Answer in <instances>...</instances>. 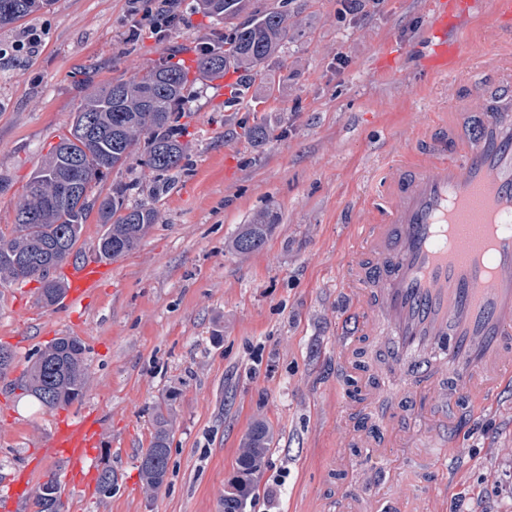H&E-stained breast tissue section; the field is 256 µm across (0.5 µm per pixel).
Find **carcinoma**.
I'll list each match as a JSON object with an SVG mask.
<instances>
[{"label": "carcinoma", "instance_id": "1", "mask_svg": "<svg viewBox=\"0 0 512 512\" xmlns=\"http://www.w3.org/2000/svg\"><path fill=\"white\" fill-rule=\"evenodd\" d=\"M195 9L232 31L229 48L215 42L210 50L197 53L199 77H214L232 66L246 79H264L265 62L288 38L286 15L275 9L255 13L250 0H196ZM35 12L33 0H0V26ZM187 89V72L162 64L101 86L86 97L72 113L67 134L27 184L10 234L0 231L1 284L35 280L41 284V303L53 305L65 285L44 274L43 267L57 268L77 256L83 224L93 212L98 223L106 226L97 244L102 258L114 260L140 245L158 222L155 201L171 185L184 156L177 140L183 129L174 120ZM77 157L84 159L85 181L95 188L116 169L129 170L136 164L148 170L154 179L153 202H131L130 185L122 182L112 184V192L103 197L94 191L84 198L62 195L69 180L68 161ZM271 230L272 224L260 214L240 225L228 247L240 256L253 254L263 248ZM83 353L82 342L75 336L54 339L38 352L18 388L48 410L74 403L83 396L88 380ZM153 426L146 459L139 462L144 487L150 493L158 492L166 480L170 414L156 410ZM272 444L270 426L255 420L240 441L236 483L224 487L222 512H246ZM34 505L38 512H63L56 478L40 484Z\"/></svg>", "mask_w": 512, "mask_h": 512}]
</instances>
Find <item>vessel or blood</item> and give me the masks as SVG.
I'll return each instance as SVG.
<instances>
[{
	"instance_id": "obj_1",
	"label": "vessel or blood",
	"mask_w": 512,
	"mask_h": 512,
	"mask_svg": "<svg viewBox=\"0 0 512 512\" xmlns=\"http://www.w3.org/2000/svg\"><path fill=\"white\" fill-rule=\"evenodd\" d=\"M489 14V36L512 30V0H433L422 47L423 73L456 74L466 60L459 39L472 17ZM478 91L453 100L413 162L388 164L380 210L347 245L339 277L336 333L340 380L364 384V401L407 402L415 440H427L434 480L418 512H444L451 484L449 434L471 414L464 400L494 407L512 394V53L496 55ZM111 265L88 256L64 266V304L94 295ZM373 346L377 358L362 364ZM102 434L94 414L58 422L36 452L62 460L67 486L85 489Z\"/></svg>"
}]
</instances>
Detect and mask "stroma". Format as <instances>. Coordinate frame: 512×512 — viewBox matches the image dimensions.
<instances>
[{"mask_svg":"<svg viewBox=\"0 0 512 512\" xmlns=\"http://www.w3.org/2000/svg\"><path fill=\"white\" fill-rule=\"evenodd\" d=\"M431 0H253L288 15V37L269 61V84L223 78L191 85L178 113L185 157L157 204L159 220L138 248L114 262L96 294L59 313L35 301L34 281L0 285V345L22 371L60 336L84 346L88 382L73 410L99 414L104 439L94 471L112 469L111 496L65 495L73 512H217L237 448L254 420L274 434L247 512H347L346 497L376 487L389 498L427 489L429 461L407 437L385 460L355 453L362 417L337 421L336 280L353 234L356 201L372 202L383 164L418 156L416 130L447 113L471 82L431 80L421 44ZM186 25L165 37L128 36L127 0H52L0 27V46L45 28L44 46L23 62L0 60V231L10 232L33 172L66 132L89 92L164 61L193 65L215 23L183 0ZM400 66L383 71L380 61ZM264 125L269 140L245 130ZM266 215L263 249L227 250L240 225ZM171 406L166 481L144 489L139 457L158 407ZM58 413L19 388L0 385V481L30 471L32 485L60 463L37 464L34 445ZM463 445H449L452 494L506 512L486 497L487 479L512 466V403L466 420ZM343 452L345 466L329 463Z\"/></svg>","mask_w":512,"mask_h":512,"instance_id":"stroma-1","label":"stroma"}]
</instances>
